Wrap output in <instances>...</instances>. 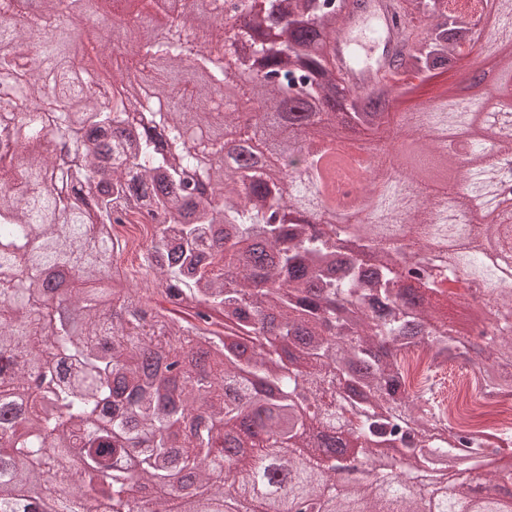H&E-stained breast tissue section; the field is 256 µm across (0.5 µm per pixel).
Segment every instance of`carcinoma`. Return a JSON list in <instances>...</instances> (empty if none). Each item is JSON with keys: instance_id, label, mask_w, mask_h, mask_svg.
<instances>
[{"instance_id": "obj_1", "label": "carcinoma", "mask_w": 512, "mask_h": 512, "mask_svg": "<svg viewBox=\"0 0 512 512\" xmlns=\"http://www.w3.org/2000/svg\"><path fill=\"white\" fill-rule=\"evenodd\" d=\"M39 2L17 21L15 0H0V512H169L136 485L186 496L187 512H247L257 478L289 482L273 512H512L467 481H431L456 467L479 476L494 458L493 477L512 481V452L439 427L403 365L412 350L437 366L482 353L481 392L512 390V323L473 337L428 308L456 295L448 263L470 272L483 305L512 311V282L486 257L512 251V212L474 235L448 220V205L466 206L455 186L429 202L414 185L404 198L380 172L371 221L330 223L340 163L290 154L286 137L293 126L377 133L408 75L473 50L453 30L472 31L477 13L441 0L387 81L359 92L330 59L347 0H266L228 31L200 26L198 0H182L161 32L132 17L126 54L157 74L136 96L122 56L108 81L47 61L48 35L79 0ZM497 27L488 55L512 96V0ZM231 79L265 113L233 151L208 106ZM414 116L468 138L470 189L490 193L512 135L483 142V103L415 108L399 130L419 133ZM257 138L284 166L305 164L311 185L276 186L247 158ZM144 216L146 276L129 283L108 227ZM347 234L358 252L340 260L335 240ZM57 268L73 275L51 300L44 277ZM157 295L171 308L152 307ZM315 431L369 449L398 442L415 471L395 482L393 465L370 456L338 481L358 463L301 454Z\"/></svg>"}]
</instances>
